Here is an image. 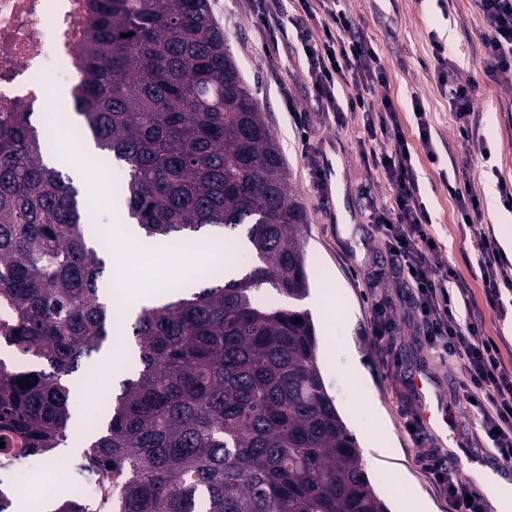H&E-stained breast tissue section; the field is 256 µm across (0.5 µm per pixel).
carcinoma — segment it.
I'll use <instances>...</instances> for the list:
<instances>
[{
    "label": "carcinoma",
    "instance_id": "obj_1",
    "mask_svg": "<svg viewBox=\"0 0 512 512\" xmlns=\"http://www.w3.org/2000/svg\"><path fill=\"white\" fill-rule=\"evenodd\" d=\"M91 11L77 128L121 167L128 217L172 243L245 226L253 264L116 322L84 197L46 164L31 112L10 113L0 121V296L16 315L0 344L44 367L0 359V430L22 438L24 454L65 445L75 374L119 333L132 374L67 458L76 479L54 512H388L298 307L309 293L303 210L209 0H92ZM263 289L288 305L260 303ZM87 480L104 484L94 508Z\"/></svg>",
    "mask_w": 512,
    "mask_h": 512
}]
</instances>
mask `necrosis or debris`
I'll list each match as a JSON object with an SVG mask.
<instances>
[{
  "mask_svg": "<svg viewBox=\"0 0 512 512\" xmlns=\"http://www.w3.org/2000/svg\"><path fill=\"white\" fill-rule=\"evenodd\" d=\"M89 24V0H0V120L49 102L52 78L77 87Z\"/></svg>",
  "mask_w": 512,
  "mask_h": 512,
  "instance_id": "1",
  "label": "necrosis or debris"
}]
</instances>
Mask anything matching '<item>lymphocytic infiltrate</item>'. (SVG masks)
Wrapping results in <instances>:
<instances>
[{
  "instance_id": "lymphocytic-infiltrate-1",
  "label": "lymphocytic infiltrate",
  "mask_w": 512,
  "mask_h": 512,
  "mask_svg": "<svg viewBox=\"0 0 512 512\" xmlns=\"http://www.w3.org/2000/svg\"><path fill=\"white\" fill-rule=\"evenodd\" d=\"M338 0H295L291 24L307 63L314 94L327 111L362 115L361 158L369 175L382 177L390 203L372 206L369 219L390 256L392 271L405 286V299L415 313L427 345L452 358L463 379L464 398L471 401L472 423L479 427L488 451L502 467L512 468V362L502 347L482 332L471 290L460 273L436 263L438 253L431 218L420 198L414 150L400 130L384 68L362 29ZM484 22L482 35L486 71L512 84V0H476ZM349 89L346 101L335 94L337 82ZM475 87L448 79V103L460 139L472 141L470 122ZM488 305H496L502 289L512 290L508 268L491 237L482 239L478 261ZM465 318H458V311ZM422 471L447 494L452 512H484L481 498L472 497L456 465L428 449L419 458Z\"/></svg>"
}]
</instances>
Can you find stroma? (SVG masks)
<instances>
[{
  "mask_svg": "<svg viewBox=\"0 0 512 512\" xmlns=\"http://www.w3.org/2000/svg\"><path fill=\"white\" fill-rule=\"evenodd\" d=\"M213 18L236 60L241 77L255 95L290 171V193L303 207L307 273L311 290L330 298L328 308L315 317L319 366L326 389L360 449L386 447L390 455L369 471V479L385 499L390 512H448V502L417 464L419 447L406 430V419L422 415L424 403L414 377L429 376L438 393L459 412L454 429L431 432V443L449 459H462L496 467V460L479 445L473 425L463 412L461 382L450 359L431 352L419 336L412 313L401 300V284L388 272V254L375 236L368 218V203L389 202L384 179H369L360 159V114H347L337 125L322 112L313 97L296 43H285L276 25L292 8L291 0H209ZM378 52L388 77L390 94L402 128L416 147L419 193L432 219L434 235L442 248L440 262L467 275L476 305L483 312V333L505 340L512 347V293L499 306H488L480 281L470 278L480 254V237L462 232L449 183L470 182L480 199L483 225L503 238L512 228V212L488 193L500 186L512 188V86L493 81L485 72L481 34L483 19L474 0H344ZM273 19L270 28L259 27L256 14ZM451 47L447 65L432 54L433 42ZM473 82L472 121L479 134L474 144L462 145L448 105L447 72ZM420 100L431 124L439 153L451 162L431 165L418 145L413 100ZM74 107L65 101L56 112L35 110L36 126L58 123L53 154L70 176L90 174L98 183L93 206L95 238L112 241L127 211L115 208L113 198L123 197L119 174H107L100 152L73 147L69 119ZM306 115L309 142L296 128L292 112ZM325 172L322 187H314L312 170ZM392 302L397 324L401 362L379 356L371 334V306ZM359 355L364 371L356 373L344 353ZM119 376L112 366L94 360L80 372L84 398L74 422H94L101 411L102 394L118 389Z\"/></svg>",
  "mask_w": 512,
  "mask_h": 512,
  "instance_id": "stroma-1",
  "label": "stroma"
}]
</instances>
